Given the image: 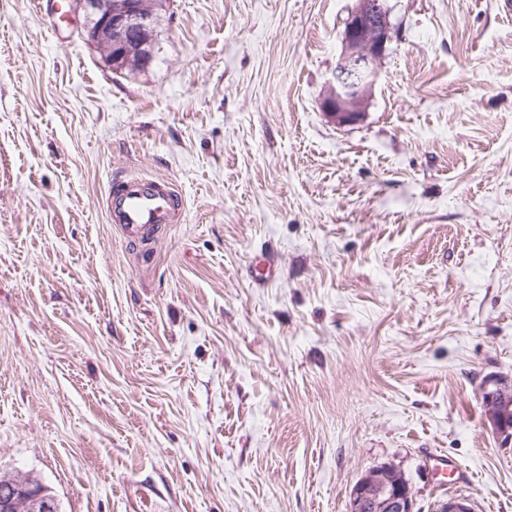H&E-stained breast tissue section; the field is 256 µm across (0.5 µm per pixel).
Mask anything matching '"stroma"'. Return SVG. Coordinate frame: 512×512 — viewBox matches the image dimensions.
Masks as SVG:
<instances>
[{"label": "stroma", "instance_id": "stroma-1", "mask_svg": "<svg viewBox=\"0 0 512 512\" xmlns=\"http://www.w3.org/2000/svg\"><path fill=\"white\" fill-rule=\"evenodd\" d=\"M387 4L340 127L354 0H170L121 75L70 0L58 34L0 0V474L63 512H347L394 463L419 512H512L482 404L512 376V15ZM124 172L182 199L146 245L102 207ZM355 2L344 20L341 53L321 103L323 111L339 126L361 120L378 79V62L392 39L386 1Z\"/></svg>", "mask_w": 512, "mask_h": 512}]
</instances>
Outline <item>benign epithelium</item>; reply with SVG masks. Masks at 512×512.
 Instances as JSON below:
<instances>
[{"instance_id":"obj_1","label":"benign epithelium","mask_w":512,"mask_h":512,"mask_svg":"<svg viewBox=\"0 0 512 512\" xmlns=\"http://www.w3.org/2000/svg\"><path fill=\"white\" fill-rule=\"evenodd\" d=\"M82 15L81 35L93 47L106 45L115 67L135 58L145 68L154 58L153 15L144 0H73ZM392 23L386 0H356L344 20L341 53L327 82L321 106L339 126L354 125L364 114L378 79V62L392 39ZM512 381L496 377L485 382L482 398L496 435L512 442V402L498 405ZM0 512H61L58 498L30 481L0 482ZM349 512H416L415 494L400 467L394 463L370 467L353 486ZM435 512H472L464 498H450Z\"/></svg>"}]
</instances>
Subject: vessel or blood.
Returning a JSON list of instances; mask_svg holds the SVG:
<instances>
[{
  "instance_id": "1",
  "label": "vessel or blood",
  "mask_w": 512,
  "mask_h": 512,
  "mask_svg": "<svg viewBox=\"0 0 512 512\" xmlns=\"http://www.w3.org/2000/svg\"><path fill=\"white\" fill-rule=\"evenodd\" d=\"M103 207L109 223L130 241L151 238L162 225L177 223L181 217L173 184L146 177L115 181Z\"/></svg>"
}]
</instances>
